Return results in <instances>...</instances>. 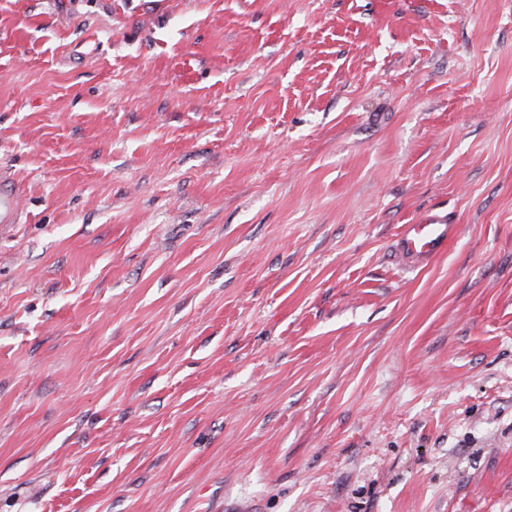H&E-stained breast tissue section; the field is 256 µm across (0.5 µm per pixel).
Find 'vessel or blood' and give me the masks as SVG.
I'll return each mask as SVG.
<instances>
[{
	"mask_svg": "<svg viewBox=\"0 0 512 512\" xmlns=\"http://www.w3.org/2000/svg\"><path fill=\"white\" fill-rule=\"evenodd\" d=\"M23 213L19 183L13 175L0 171V236L21 223ZM458 233V225L448 215L429 211L417 223L404 226L396 251L404 265L414 268L444 251Z\"/></svg>",
	"mask_w": 512,
	"mask_h": 512,
	"instance_id": "obj_1",
	"label": "vessel or blood"
}]
</instances>
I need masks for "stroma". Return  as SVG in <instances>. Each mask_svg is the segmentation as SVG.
Segmentation results:
<instances>
[{
  "label": "stroma",
  "instance_id": "obj_1",
  "mask_svg": "<svg viewBox=\"0 0 512 512\" xmlns=\"http://www.w3.org/2000/svg\"><path fill=\"white\" fill-rule=\"evenodd\" d=\"M0 169V512H512V0H0ZM24 213L22 189L8 172L0 171V236L21 224ZM458 233L459 226L448 215L428 211L417 224L404 225L396 251L404 265L414 268L444 251Z\"/></svg>",
  "mask_w": 512,
  "mask_h": 512
}]
</instances>
